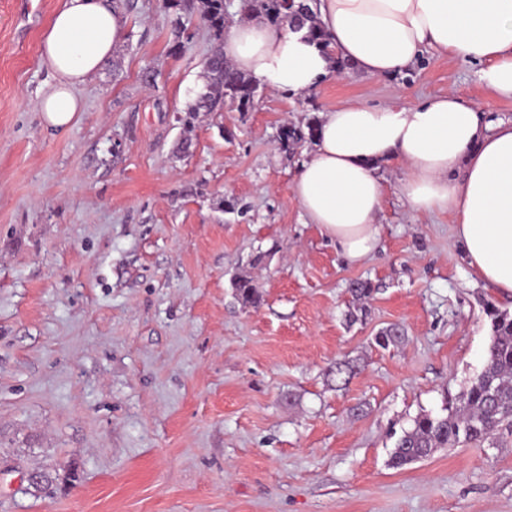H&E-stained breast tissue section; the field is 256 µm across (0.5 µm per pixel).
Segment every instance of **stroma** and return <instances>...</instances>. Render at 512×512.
<instances>
[{
    "label": "stroma",
    "instance_id": "obj_1",
    "mask_svg": "<svg viewBox=\"0 0 512 512\" xmlns=\"http://www.w3.org/2000/svg\"><path fill=\"white\" fill-rule=\"evenodd\" d=\"M60 0H0V512H512V436L402 468V431L481 372L487 304L445 213L411 209L381 166L379 244L350 265L291 194L310 141L282 126L348 101L447 90L511 120L475 64L424 52L409 74L353 70L304 97L179 113L213 43L198 16L172 48L164 0H111L122 42L78 89L63 132L35 109L40 35ZM248 274L259 307L239 303ZM374 293L355 302L351 281ZM400 326L404 341L374 336ZM357 366L349 381L330 372ZM71 480L31 487L35 471Z\"/></svg>",
    "mask_w": 512,
    "mask_h": 512
}]
</instances>
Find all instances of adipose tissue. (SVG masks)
<instances>
[{
  "mask_svg": "<svg viewBox=\"0 0 512 512\" xmlns=\"http://www.w3.org/2000/svg\"><path fill=\"white\" fill-rule=\"evenodd\" d=\"M316 21L326 45L305 26L239 21L224 35V57L271 92L303 96L337 61L384 78L430 50L479 64L480 83L512 100V0H318ZM124 27L109 0H61L40 39V62L54 78L35 102L45 130L71 126L81 110L77 87L111 56ZM391 162L403 168L406 203L451 215L469 267L512 295V121L488 119L452 90L410 107L354 101L323 113L292 195L348 263L377 247V170Z\"/></svg>",
  "mask_w": 512,
  "mask_h": 512,
  "instance_id": "ef3b65f1",
  "label": "adipose tissue"
}]
</instances>
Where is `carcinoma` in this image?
Wrapping results in <instances>:
<instances>
[{"instance_id": "cac0c4a2", "label": "carcinoma", "mask_w": 512, "mask_h": 512, "mask_svg": "<svg viewBox=\"0 0 512 512\" xmlns=\"http://www.w3.org/2000/svg\"><path fill=\"white\" fill-rule=\"evenodd\" d=\"M166 8L176 15L173 20L175 38L173 50L181 47L184 33L181 14H196L206 27L213 49L204 61L205 83L197 98L184 109L181 118L185 136L181 148L189 151L195 120L201 112H222L225 102L243 112L251 104L257 83L236 70L224 59L225 2L224 0H165ZM244 16L258 15L274 26L291 21L284 0H240ZM318 125L314 121L305 127L283 126L278 134L282 151L288 153L300 142L312 141ZM237 299L245 306L258 307L261 296L251 277L239 275L233 282ZM491 319L490 344L482 371L448 408L444 416L419 414L413 427L398 438L390 455V465L402 468L425 459L439 448H454L460 443H480L500 432H512V315L495 307L488 308ZM404 340V331L397 325L385 328L375 337V343L387 349Z\"/></svg>"}]
</instances>
